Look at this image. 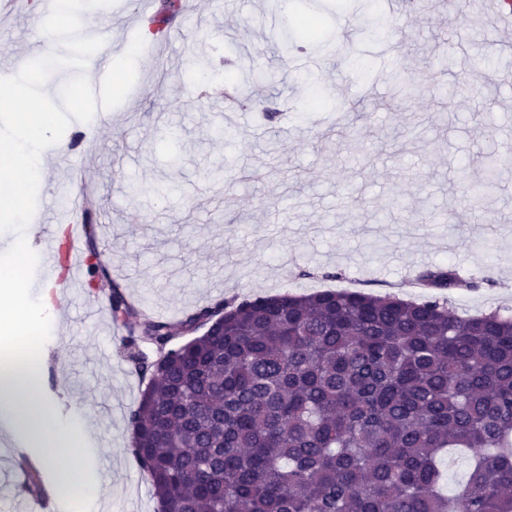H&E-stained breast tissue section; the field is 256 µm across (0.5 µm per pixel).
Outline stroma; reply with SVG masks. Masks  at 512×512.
I'll use <instances>...</instances> for the list:
<instances>
[{
  "label": "stroma",
  "instance_id": "1",
  "mask_svg": "<svg viewBox=\"0 0 512 512\" xmlns=\"http://www.w3.org/2000/svg\"><path fill=\"white\" fill-rule=\"evenodd\" d=\"M376 0H198L177 16L161 55L139 31L111 25L124 0L86 10L88 19L136 44L121 85L105 82L109 114L87 154L49 147L51 177L37 204L57 208L76 179L109 221L95 246L103 276L67 297L68 319L41 361L57 421L74 409L94 424L79 465L105 492L106 512H157L147 478L126 453L125 417L100 422L114 403L132 407L146 386L132 372L111 319L88 317L108 293L106 274L153 314L174 318L220 298L309 294L324 289L421 300L409 282L454 266L464 281L449 297L462 316L512 313V156L505 176L475 207L470 182L483 157L512 140V50L492 26L457 11L427 19L403 13L368 21ZM35 0L0 16V54L23 60L38 45L59 51L36 27ZM322 30L300 51L314 68H293L282 46L302 41L299 21ZM491 70H464L471 58ZM212 83L248 77L252 99H202L196 66ZM418 92L392 106L400 82ZM279 114L265 119L263 107ZM12 435L0 426V512L36 505L18 489Z\"/></svg>",
  "mask_w": 512,
  "mask_h": 512
}]
</instances>
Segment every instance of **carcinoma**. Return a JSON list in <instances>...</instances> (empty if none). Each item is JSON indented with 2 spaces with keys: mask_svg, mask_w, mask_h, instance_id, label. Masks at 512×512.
I'll list each match as a JSON object with an SVG mask.
<instances>
[{
  "mask_svg": "<svg viewBox=\"0 0 512 512\" xmlns=\"http://www.w3.org/2000/svg\"><path fill=\"white\" fill-rule=\"evenodd\" d=\"M423 301L327 289L155 318L112 286L148 380L129 454L160 512H512V317H461L453 267ZM467 448L463 489L442 455Z\"/></svg>",
  "mask_w": 512,
  "mask_h": 512,
  "instance_id": "cac0c4a2",
  "label": "carcinoma"
}]
</instances>
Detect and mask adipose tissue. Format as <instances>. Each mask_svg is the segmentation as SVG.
Wrapping results in <instances>:
<instances>
[{
  "label": "adipose tissue",
  "mask_w": 512,
  "mask_h": 512,
  "mask_svg": "<svg viewBox=\"0 0 512 512\" xmlns=\"http://www.w3.org/2000/svg\"><path fill=\"white\" fill-rule=\"evenodd\" d=\"M42 382L40 361L21 352L11 357L0 367V419L10 423L23 442L38 446L39 465L57 472L52 490L61 512H99L96 481L73 463L89 442L92 425L82 415L66 424L54 423Z\"/></svg>",
  "instance_id": "adipose-tissue-1"
}]
</instances>
